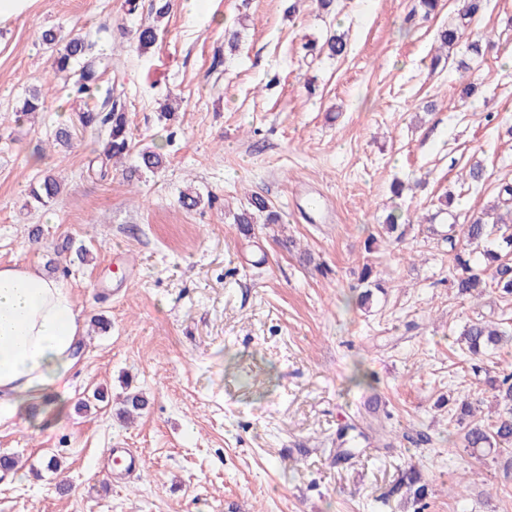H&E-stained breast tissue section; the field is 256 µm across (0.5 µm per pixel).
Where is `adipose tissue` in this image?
Segmentation results:
<instances>
[{
	"label": "adipose tissue",
	"mask_w": 512,
	"mask_h": 512,
	"mask_svg": "<svg viewBox=\"0 0 512 512\" xmlns=\"http://www.w3.org/2000/svg\"><path fill=\"white\" fill-rule=\"evenodd\" d=\"M78 318L61 280L31 267L0 266V417L69 375Z\"/></svg>",
	"instance_id": "1"
}]
</instances>
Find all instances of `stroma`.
Segmentation results:
<instances>
[{
    "label": "stroma",
    "mask_w": 512,
    "mask_h": 512,
    "mask_svg": "<svg viewBox=\"0 0 512 512\" xmlns=\"http://www.w3.org/2000/svg\"><path fill=\"white\" fill-rule=\"evenodd\" d=\"M151 4L130 15L124 0H34L0 26V265L60 275L84 331L64 400L0 420V456L19 461L0 471V512H414L385 496L410 463L429 484L423 512H512V473L449 447L457 427L440 404L475 393L495 418L484 371L512 365L510 341L475 362L456 345L469 320L512 319V296L449 295L441 239L512 183V0H483L466 20L458 0L428 18L420 0H205L193 12L170 0L156 45L128 52ZM450 26L451 53L438 41ZM49 27L100 35L102 87L162 168L129 176L136 151L106 174L92 167L107 131L77 126L80 104L40 39ZM333 34L343 55L324 46ZM476 40L489 44L479 56ZM35 89L44 110L19 116ZM47 175L64 192L43 207L29 188ZM184 192L200 204L183 208ZM254 193L280 219L246 236L234 217ZM393 211L408 220L398 242L379 234ZM366 260L385 290L365 310ZM128 388L148 406L127 426L116 412ZM350 424L376 432L348 457L336 439ZM409 428L432 444H403ZM111 448L136 449L143 471L116 473Z\"/></svg>",
    "instance_id": "1"
}]
</instances>
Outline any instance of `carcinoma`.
Here are the masks:
<instances>
[{
    "instance_id": "1",
    "label": "carcinoma",
    "mask_w": 512,
    "mask_h": 512,
    "mask_svg": "<svg viewBox=\"0 0 512 512\" xmlns=\"http://www.w3.org/2000/svg\"><path fill=\"white\" fill-rule=\"evenodd\" d=\"M42 42L56 50L55 71L62 74L69 83L72 92L79 98L94 101L101 91V77L110 65V58L98 48V41L79 35L68 39L61 38L52 29H46L41 35ZM158 40V26L148 24L139 27L130 48L144 53L154 47ZM81 126L85 129L108 128V138L101 145L100 155L110 160L127 154L131 150V137L125 106L113 101L111 106L95 104L86 106V110L78 115ZM162 156L154 151L144 150L139 154V165L129 170L135 176L142 170L154 171L162 165ZM61 193L59 182L45 177L30 191L34 202L46 206ZM258 213L267 214V221L278 220L277 214L271 210L268 200L255 194L251 196L249 208L236 215L235 223L241 231L249 235L254 230L255 217ZM497 247L483 251V261L475 263L467 248L481 245L492 231L484 221L483 215H476L468 224L457 227L448 225L443 235L448 242V253L454 274L450 280V288L457 298H475L482 295L488 284H493L505 295H512V266L504 263V258L512 254V225L503 223L498 227ZM509 335L502 322L476 319L465 323L461 332L463 350L476 356L496 349L502 337ZM487 385L498 407V416L484 422L474 418L475 406L481 403L480 398L468 396L457 403L451 410L452 417L458 427L462 445L474 452L502 453L512 449V370L499 371L494 376H487ZM148 400L138 391L126 394L119 415L125 420H132L142 413ZM414 503L422 502L428 495L426 483L419 467L411 465L399 470L398 478L390 490Z\"/></svg>"
}]
</instances>
